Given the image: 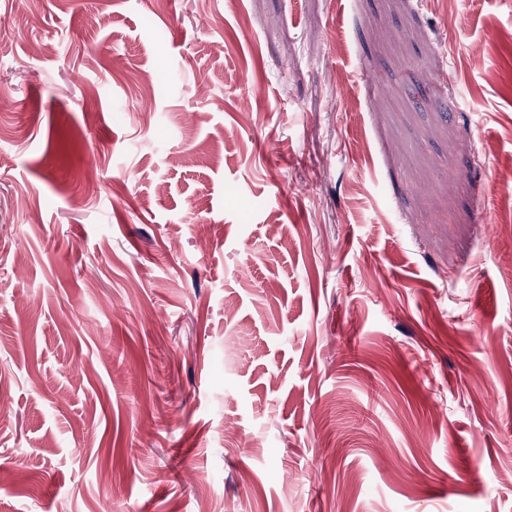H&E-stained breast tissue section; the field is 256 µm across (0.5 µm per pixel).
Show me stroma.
Returning <instances> with one entry per match:
<instances>
[{"mask_svg": "<svg viewBox=\"0 0 512 512\" xmlns=\"http://www.w3.org/2000/svg\"><path fill=\"white\" fill-rule=\"evenodd\" d=\"M508 171L512 0H0V512H512Z\"/></svg>", "mask_w": 512, "mask_h": 512, "instance_id": "35a3bbf8", "label": "stroma"}]
</instances>
